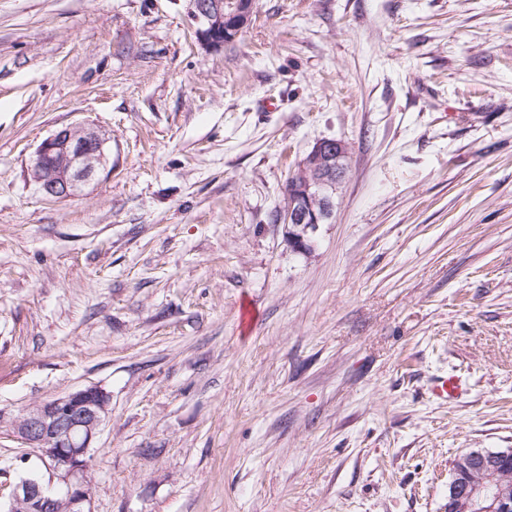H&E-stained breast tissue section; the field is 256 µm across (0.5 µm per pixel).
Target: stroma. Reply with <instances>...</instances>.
Here are the masks:
<instances>
[{
	"label": "stroma",
	"mask_w": 512,
	"mask_h": 512,
	"mask_svg": "<svg viewBox=\"0 0 512 512\" xmlns=\"http://www.w3.org/2000/svg\"><path fill=\"white\" fill-rule=\"evenodd\" d=\"M0 0V421L98 385L94 512H448L512 448V0ZM109 136L43 195L57 131ZM350 150L295 251L276 211ZM452 372L450 404L427 380ZM193 16L199 26L196 36L207 48L219 49L233 40L248 24L253 12V0H234L229 10L224 0H192ZM226 40V41H225ZM109 139L92 127L65 128L46 139L32 172L39 189L58 199L81 194L103 167ZM348 145L339 139H320L299 162L288 181L286 202L279 210L288 241L299 251L310 250L312 234L333 215L334 198L347 172ZM461 377L455 374L436 375L430 381L427 391L430 398L444 403L456 401L465 391ZM510 454L512 448L498 453L471 450L457 457L452 465L448 512H511L512 487L497 480L499 462Z\"/></svg>",
	"instance_id": "1"
}]
</instances>
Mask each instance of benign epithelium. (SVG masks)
I'll use <instances>...</instances> for the list:
<instances>
[{"instance_id": "1", "label": "benign epithelium", "mask_w": 512, "mask_h": 512, "mask_svg": "<svg viewBox=\"0 0 512 512\" xmlns=\"http://www.w3.org/2000/svg\"><path fill=\"white\" fill-rule=\"evenodd\" d=\"M202 45L219 49L248 24L254 0H192ZM109 137L92 127L65 128L39 147L32 177L47 196L63 199L82 193L100 172ZM348 145L339 139H320L299 162L286 188L279 211L288 241L299 251L311 247L312 234L333 215L334 198L347 172ZM110 394L89 386L36 404L12 420L9 436L26 448L19 460L36 457L47 475L30 474L12 486L6 512H93L88 456L108 415ZM497 453L471 450L452 465L448 512H512V487L497 480L502 458Z\"/></svg>"}]
</instances>
